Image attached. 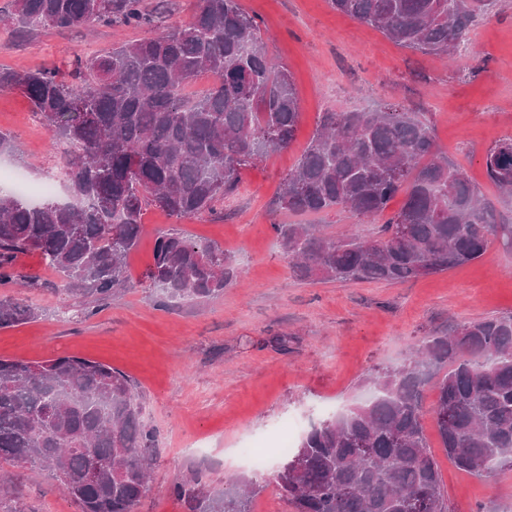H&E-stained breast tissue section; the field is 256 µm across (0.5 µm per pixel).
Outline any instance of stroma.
Here are the masks:
<instances>
[{
  "instance_id": "1",
  "label": "stroma",
  "mask_w": 512,
  "mask_h": 512,
  "mask_svg": "<svg viewBox=\"0 0 512 512\" xmlns=\"http://www.w3.org/2000/svg\"><path fill=\"white\" fill-rule=\"evenodd\" d=\"M260 26L268 56L285 64L300 99L296 138L284 151L248 167L238 193L216 210L178 220L149 207L130 283L117 296H72L38 255L17 266L36 288L10 296L39 310L36 319L0 329V359L43 362L77 356L128 375L143 403L142 420L158 432L159 455L136 512H184L171 493L189 470L222 488L239 475L261 479L238 458V447L284 422L300 430L369 394L367 379L402 363L412 345L453 326L512 313V250L493 245L485 256L449 272L404 283L306 282L279 251L273 225L322 224L330 234L378 225L338 210L293 215L276 210L284 178L312 136L318 115L361 110L380 102L425 113L438 149L512 218V200L485 172L487 150L512 136V0L472 27L470 53L454 61L401 48L379 31L334 10L328 0H239ZM142 29L95 24L62 33L39 31L14 41L0 24V65L17 70L61 66L145 37ZM13 137L11 163L32 178L58 176L62 159L28 100L0 91V131ZM175 227L235 256L237 282L197 304L155 298L146 272L158 230ZM275 336L287 348L271 345ZM451 512H512V469L479 479L456 469L435 448ZM17 512H80L45 474L0 462V503Z\"/></svg>"
}]
</instances>
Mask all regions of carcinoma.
<instances>
[{
	"label": "carcinoma",
	"instance_id": "carcinoma-1",
	"mask_svg": "<svg viewBox=\"0 0 512 512\" xmlns=\"http://www.w3.org/2000/svg\"><path fill=\"white\" fill-rule=\"evenodd\" d=\"M331 7L427 54H459L469 28L498 0H329ZM143 0H6L0 21L24 39L42 29L154 28ZM202 77L218 81L198 97ZM0 90L17 91L51 133L70 201L31 204L0 192V285L34 288L16 269L37 252L70 295L110 298L129 282L128 258L144 212L177 219L214 211L237 192L242 170L290 147L300 105L288 68L268 56L261 29L238 0H197L192 20L64 67H0ZM512 145L488 149V179L512 196ZM400 208L385 216L391 201ZM277 204L294 214L340 208L385 218L373 237L328 236L319 224H273L292 274L303 281L402 283L512 248L505 223L436 146L419 112L386 105L324 112ZM240 272L234 256L175 228L158 232L147 276L169 302L207 301ZM38 316L0 298V329ZM374 396L311 424L287 463L268 475L295 512H448L426 435L434 423L448 459L490 478L512 460V314L429 336L403 363L368 378ZM435 392L431 407L427 390ZM129 377L99 362L0 359V461L47 473L82 512H135L148 490L157 432L141 420ZM264 486L229 480L207 489L201 470L173 483L187 512H251Z\"/></svg>",
	"mask_w": 512,
	"mask_h": 512
}]
</instances>
